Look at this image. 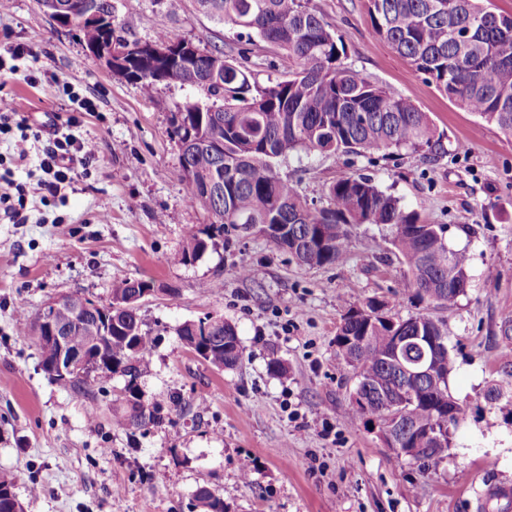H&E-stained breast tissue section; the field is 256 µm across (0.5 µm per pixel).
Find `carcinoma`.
Returning a JSON list of instances; mask_svg holds the SVG:
<instances>
[{
  "label": "carcinoma",
  "mask_w": 512,
  "mask_h": 512,
  "mask_svg": "<svg viewBox=\"0 0 512 512\" xmlns=\"http://www.w3.org/2000/svg\"><path fill=\"white\" fill-rule=\"evenodd\" d=\"M196 2L214 21L283 50L288 78L260 87L219 48L193 55L190 72L151 58L132 65L198 90L209 101L172 113L171 136L184 150L175 176L191 202L214 217L206 230L188 231L183 260L192 261L205 250L200 234L221 237L242 224L268 236L301 266H332L346 254L353 227L389 226L394 231L391 244L407 267L406 288L417 298L453 307L469 280L468 258L448 248L443 226L421 222L418 213L360 174L331 184L328 206L318 209L270 166L297 150L364 157L386 149L433 152L439 139L427 114L344 65L342 42L307 0ZM367 4L382 45L409 59L449 100L512 136V14L491 11L481 0ZM74 29L88 50L104 36L95 24ZM150 287L146 281L123 280L112 286V301L103 314L77 316L66 305L56 313L68 350L84 351L106 371L127 377L128 411L116 418L120 426L143 428L157 418L158 403L144 398L137 384V363L153 349L154 338L142 329L134 294ZM388 306L370 299L350 308L337 328L336 354L356 378L348 418L377 424L396 457L433 467L448 456L465 414L448 388L452 360L447 332L424 315H391ZM178 336L218 369H231L242 359L235 328L222 319L213 320L206 335L186 322ZM399 336L411 340L398 351ZM416 336L441 340L431 354L432 372L423 376L408 373L421 356ZM36 342L41 365L54 363L60 354L57 341L44 337ZM93 380L92 370L52 378L85 394L92 392ZM195 499L201 512H224V501L206 487L197 489ZM0 512H23L5 473H0Z\"/></svg>",
  "instance_id": "1"
}]
</instances>
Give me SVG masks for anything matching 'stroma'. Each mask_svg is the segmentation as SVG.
Here are the masks:
<instances>
[{
	"instance_id": "35a3bbf8",
	"label": "stroma",
	"mask_w": 512,
	"mask_h": 512,
	"mask_svg": "<svg viewBox=\"0 0 512 512\" xmlns=\"http://www.w3.org/2000/svg\"><path fill=\"white\" fill-rule=\"evenodd\" d=\"M310 4L342 41L344 64L427 113L440 146L428 155L299 151L274 160V173L318 208L337 178L369 176L422 222L444 225L450 248L466 251L465 295L449 310L404 298L391 231L370 224L328 267L299 266L242 230L183 261L187 230L206 229L213 218L186 203L174 176L171 114L200 92L163 82L144 95L37 0H12L0 12V46L31 50L38 76L30 83L0 75L16 121L67 119L66 83L97 103L78 129L96 148L88 174L46 203L35 163L15 167L27 190L26 220L0 217V472L14 477L25 512H199L203 486L223 499L224 512H477L490 487L512 489V414L484 399L493 386L512 393V335L500 331L512 314V140L379 46L367 0ZM129 15L137 39L166 28L200 49H224L259 86L288 75L278 47L216 24L194 0H112L113 22ZM126 278L154 286L138 306L155 339L138 388L159 401L161 421L145 430L115 421L126 377L96 374L90 395L60 386L18 324L19 313L35 317L65 293L108 303L113 283ZM372 297L448 332L449 388L465 416L437 466L396 458L377 431L346 418L355 378L336 354V331L349 308ZM205 318L235 325L244 348L236 368L216 369L180 341L184 322ZM273 358L285 376L270 374Z\"/></svg>"
}]
</instances>
